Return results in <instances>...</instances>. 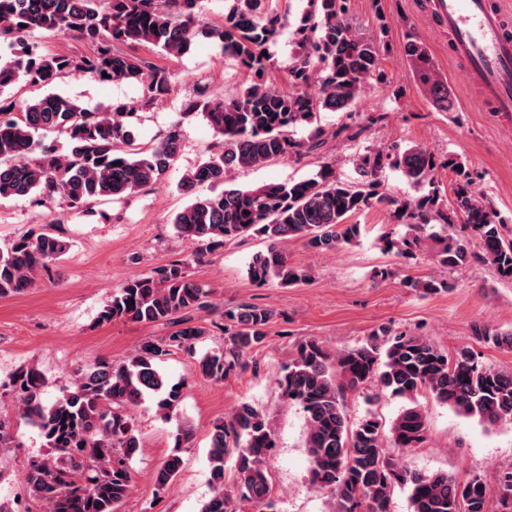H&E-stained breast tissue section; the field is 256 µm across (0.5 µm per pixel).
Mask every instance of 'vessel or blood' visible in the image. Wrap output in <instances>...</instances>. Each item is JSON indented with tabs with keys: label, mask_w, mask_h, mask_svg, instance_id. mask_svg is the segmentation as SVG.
I'll return each instance as SVG.
<instances>
[{
	"label": "vessel or blood",
	"mask_w": 512,
	"mask_h": 512,
	"mask_svg": "<svg viewBox=\"0 0 512 512\" xmlns=\"http://www.w3.org/2000/svg\"><path fill=\"white\" fill-rule=\"evenodd\" d=\"M434 9L479 90L477 106L512 116V0H434Z\"/></svg>",
	"instance_id": "1"
}]
</instances>
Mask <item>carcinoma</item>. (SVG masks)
<instances>
[{
    "instance_id": "cac0c4a2",
    "label": "carcinoma",
    "mask_w": 512,
    "mask_h": 512,
    "mask_svg": "<svg viewBox=\"0 0 512 512\" xmlns=\"http://www.w3.org/2000/svg\"><path fill=\"white\" fill-rule=\"evenodd\" d=\"M199 3L0 0V48L10 51L0 55V199L28 197L37 205L58 202L79 210L92 201L160 185L181 151L182 127L176 122L148 144L136 142L131 127L139 113L170 93L171 75L123 47L141 46L178 58L205 38L219 43L224 56L251 81L233 96L199 89L185 101V112L203 114L215 143L178 183L180 190L194 192L193 200L173 216L179 236L210 252L244 237H260L266 249L251 257L248 278L259 286L276 282L290 287L305 282L307 273L288 260L283 243L298 239L319 251L356 243L361 225L352 218L384 204L394 207L392 216L406 228L397 236L384 233V250L412 258L434 240L439 243L431 257L436 266H488L500 280L512 282V228L474 192L464 163L450 159L445 166L456 175L454 211L465 220L463 232H457L441 212L437 160L423 147L394 144L363 155L355 183L336 179L326 166L299 181L257 187L235 183L237 171L319 154L330 137L358 136L363 128L349 124L328 135L318 117L323 110L352 114L366 86L383 79L380 46L349 22V0H307L295 20L288 87L276 89L267 83L270 57L263 51L283 22L268 0H227L219 26L200 23ZM35 33L73 36L90 52L45 54L28 42ZM71 71L101 82L137 83L141 95L110 112H89L59 94L32 99L3 95L20 81L42 88ZM299 128L310 129L307 138H294ZM47 131L68 137V156L40 149L39 136ZM387 168L427 192L412 200L392 198L381 181ZM69 248L48 228L0 248V298L25 292L35 272L50 270ZM403 284L420 297L448 290V281L435 276H407ZM208 297L209 290L190 278L183 263L162 265L126 281L98 320L165 323L174 328L169 336L142 342L120 363L103 360L79 371L73 384L49 401L44 399L46 379L37 369L22 367L14 374L10 386L19 419L38 427L50 449L24 471L29 492L47 512H118L131 492V463L140 448L132 409L151 399L164 419L177 414L184 389L158 370L157 360L174 350L195 354L207 330L183 314L205 308ZM271 319L269 309L248 302L224 309V344L198 359L202 377L222 381L245 368L244 357L264 340ZM475 336L512 350V331L484 325L475 328ZM373 379L381 390L406 401L390 424L394 448L425 441L428 422L417 401L423 392L484 426L512 420V371L482 365L467 346L450 354L421 336L386 327L336 356L315 341L300 344L278 387L281 398L304 414L310 480L330 495L329 512H390L397 487L408 491L410 512H488L482 477L460 481L446 471L407 468L387 450L383 423L371 411L349 424L344 391ZM274 447L266 413L250 402L213 424L208 462L215 487L202 512H236V498L251 503L255 512H277L268 472ZM228 465L234 476L229 489L224 487ZM182 467L180 455L168 456L154 474L157 489H167Z\"/></svg>"
}]
</instances>
